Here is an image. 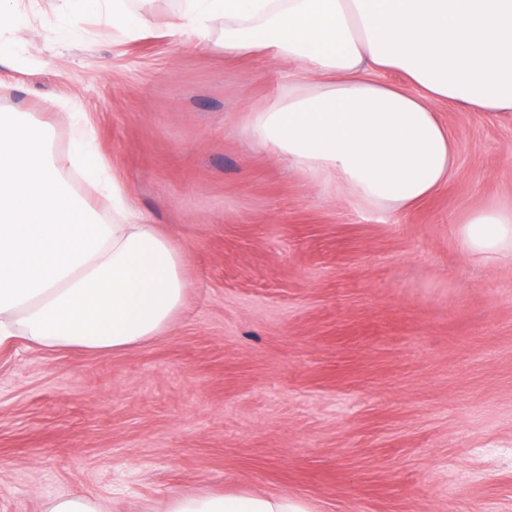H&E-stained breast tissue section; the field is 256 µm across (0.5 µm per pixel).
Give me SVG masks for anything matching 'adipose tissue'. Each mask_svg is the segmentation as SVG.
I'll return each mask as SVG.
<instances>
[{"label":"adipose tissue","instance_id":"obj_1","mask_svg":"<svg viewBox=\"0 0 512 512\" xmlns=\"http://www.w3.org/2000/svg\"><path fill=\"white\" fill-rule=\"evenodd\" d=\"M63 42L94 13L130 40L151 34L143 0H54ZM226 55L273 54L290 69L276 104L241 133L329 201L384 214L447 183L457 150L444 102L512 111V0H179L167 35ZM401 74V85L384 81ZM66 159L26 112L0 113V350H125L163 332L184 306L181 247L144 223L97 152L85 112L62 106ZM69 167L106 202L103 219L60 178ZM468 257L512 256V203L486 202L458 223ZM165 512H313L298 496L182 493Z\"/></svg>","mask_w":512,"mask_h":512}]
</instances>
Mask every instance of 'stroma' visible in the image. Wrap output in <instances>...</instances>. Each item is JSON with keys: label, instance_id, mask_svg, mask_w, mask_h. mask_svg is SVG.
Returning <instances> with one entry per match:
<instances>
[{"label": "stroma", "instance_id": "obj_1", "mask_svg": "<svg viewBox=\"0 0 512 512\" xmlns=\"http://www.w3.org/2000/svg\"><path fill=\"white\" fill-rule=\"evenodd\" d=\"M0 112L86 113L147 223L185 254L186 305L115 352H0V512L72 494L164 512L191 492L288 494L316 512H512V258L473 261L456 226L512 198V112L452 104L455 174L385 216L327 202L250 147L246 111L288 64L225 60L164 36L176 0L130 41L86 17L60 44L53 0H17Z\"/></svg>", "mask_w": 512, "mask_h": 512}]
</instances>
